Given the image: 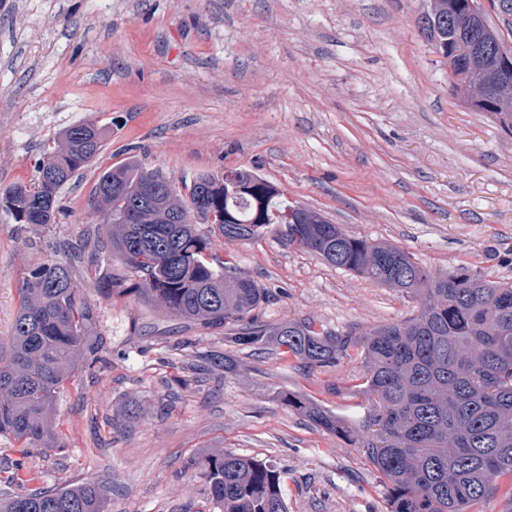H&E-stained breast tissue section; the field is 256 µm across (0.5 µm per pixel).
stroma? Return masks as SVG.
<instances>
[{
  "instance_id": "stroma-1",
  "label": "stroma",
  "mask_w": 512,
  "mask_h": 512,
  "mask_svg": "<svg viewBox=\"0 0 512 512\" xmlns=\"http://www.w3.org/2000/svg\"><path fill=\"white\" fill-rule=\"evenodd\" d=\"M430 0H0V187L30 182L45 145L73 125L108 131L96 161L59 193L56 223L0 210V338L20 280L106 238L92 196L99 175L135 158L192 180L250 170L288 202L356 238L388 241L434 272L477 267L512 282V135L454 96L448 66L422 34ZM238 273L271 291L274 329L312 320L364 334L416 313L398 290L329 265L270 227L228 240L200 225ZM87 248L73 274L97 309L95 354L54 401L58 447L0 435V493L14 462L45 487H104V512H216L193 462L224 450L281 474L288 512H386L362 448L288 406L306 396L360 421L361 361L291 368L275 344L226 347L224 328L190 325L131 294L120 261ZM113 279L112 294L98 289ZM227 353L234 371L193 369Z\"/></svg>"
}]
</instances>
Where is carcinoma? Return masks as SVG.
I'll use <instances>...</instances> for the list:
<instances>
[{
	"label": "carcinoma",
	"mask_w": 512,
	"mask_h": 512,
	"mask_svg": "<svg viewBox=\"0 0 512 512\" xmlns=\"http://www.w3.org/2000/svg\"><path fill=\"white\" fill-rule=\"evenodd\" d=\"M459 0H433L419 17L425 38L446 57L464 55L467 32L456 17ZM102 127L67 128L61 145L45 146L36 178L0 190V209L17 224H54L59 192L105 146ZM200 173L188 196L197 217L228 240H250L271 224L281 236L328 264L418 297L417 313L357 336L312 320L269 329L254 315L269 290L232 270L187 216L181 192L161 173L136 162L103 172L95 196L112 220L101 245L138 282L132 291L187 323L227 326L229 342L260 350L269 341L299 368H324L362 358L358 391L374 396V413L361 447L386 487L387 512H480L489 497L512 512V283L492 281L479 268L433 273L389 242L355 238L340 225L299 205L262 177L241 169ZM295 210L301 223L281 215ZM96 309L75 282L67 261L30 269L19 288L10 336L0 340V434L26 445L59 447L56 394L74 376L75 362L93 353ZM314 424L358 440L343 420L310 400L288 397ZM219 512H287L281 476L273 467L232 452L193 463ZM23 490L0 499V512H102L95 483L34 486L38 472L20 464Z\"/></svg>",
	"instance_id": "carcinoma-1"
}]
</instances>
